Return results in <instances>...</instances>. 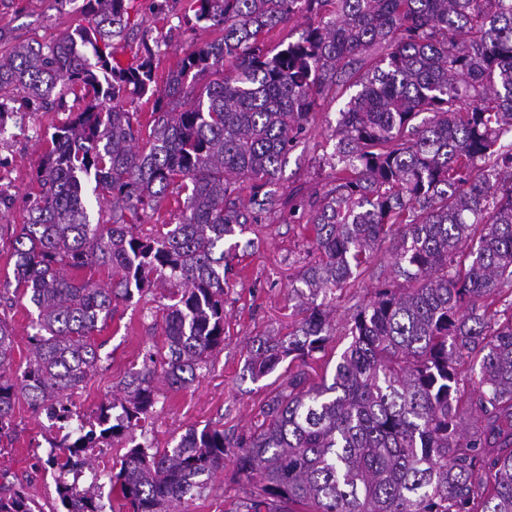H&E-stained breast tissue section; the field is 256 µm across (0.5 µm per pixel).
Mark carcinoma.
<instances>
[{"label":"carcinoma","mask_w":512,"mask_h":512,"mask_svg":"<svg viewBox=\"0 0 512 512\" xmlns=\"http://www.w3.org/2000/svg\"><path fill=\"white\" fill-rule=\"evenodd\" d=\"M221 36L187 56L164 88L155 54L127 67L106 48L125 38L128 0H86L88 25L52 45L0 54V116L21 90L29 109L79 104L51 133L13 232L14 281L36 310L30 359L6 373L15 335L0 317V442L11 439L17 393L70 423L72 395L101 361L90 337L112 302L156 283L173 287L162 349L131 369L102 404L99 430L51 441L62 512H104L98 478L79 485L88 450L124 431L108 478L130 512H172L204 493L239 448L247 512H512V0H191ZM298 18L295 41L266 35ZM209 72L187 107V75ZM132 91L154 100L139 147ZM339 111L329 189L286 201L276 185L309 132L317 102ZM249 188L248 200L241 187ZM110 198L91 221L87 195ZM178 222L142 229L171 194ZM308 224L314 262L295 289L296 330L250 351L254 379L296 371L261 408L254 430L192 428L172 448L148 437L155 381L183 387L224 344V237L264 219ZM395 240L388 278L350 317L332 379L311 378L334 340L331 297ZM112 271L104 286L67 271ZM475 415L471 426L464 415ZM73 474L68 482L65 476ZM0 512H36L19 487Z\"/></svg>","instance_id":"obj_1"}]
</instances>
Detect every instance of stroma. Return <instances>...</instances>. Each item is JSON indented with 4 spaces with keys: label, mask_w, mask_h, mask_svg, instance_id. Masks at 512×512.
I'll list each match as a JSON object with an SVG mask.
<instances>
[{
    "label": "stroma",
    "mask_w": 512,
    "mask_h": 512,
    "mask_svg": "<svg viewBox=\"0 0 512 512\" xmlns=\"http://www.w3.org/2000/svg\"><path fill=\"white\" fill-rule=\"evenodd\" d=\"M130 19L135 29L128 40L114 43L109 51L115 61L133 64L145 46L156 49V80L165 84L190 53L218 36L203 28L190 8V0H131ZM78 0H0V54L18 42L50 44L86 24ZM342 101L324 100L316 109L307 136L289 153L276 189L283 197L297 191L319 189L330 181L333 130ZM68 118L64 110L26 113L23 122L6 118L7 131L0 135V188L11 194L8 207L0 206V281L12 278V232L25 223V198L35 188L34 176L47 148L45 138ZM231 270L224 286V343L212 352L196 380L173 388L157 382V403L152 414L154 444L170 448L186 430L206 426L223 429L231 437L249 435L260 407L288 377L287 365L259 379H252L245 365L249 350L259 339L282 336L294 330L291 315L299 303L293 288L312 259V235L307 225L284 220L248 225L244 232L226 237ZM392 245L384 243L370 270L332 301L336 336L321 366L332 367L348 345L344 331L347 317L371 297L378 280L390 272ZM165 291L155 288L112 305V318L94 339L101 343L100 366L91 372L74 396L81 421L93 420L99 406L118 393L129 370L140 365L145 352L162 344ZM31 306L27 298H14L0 307V316L11 324L16 346L9 369L20 373L28 360ZM15 432L0 449V488L24 487L41 512L58 505L56 483L44 462L55 437L46 415L34 412L24 396L14 406ZM246 480L233 458L224 461L210 489L184 503L185 512H243L242 489Z\"/></svg>",
    "instance_id": "stroma-1"
}]
</instances>
